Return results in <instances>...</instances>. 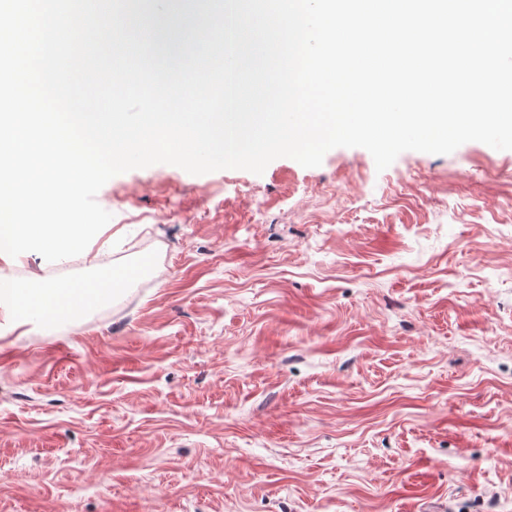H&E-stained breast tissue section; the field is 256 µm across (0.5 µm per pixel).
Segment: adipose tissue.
<instances>
[{
  "label": "adipose tissue",
  "mask_w": 512,
  "mask_h": 512,
  "mask_svg": "<svg viewBox=\"0 0 512 512\" xmlns=\"http://www.w3.org/2000/svg\"><path fill=\"white\" fill-rule=\"evenodd\" d=\"M116 285L115 279L103 282L94 277L76 287L61 283H49L38 288L13 284L6 290H0V315L16 328L23 327L22 315L29 310L56 320L102 303L108 290Z\"/></svg>",
  "instance_id": "ef3b65f1"
}]
</instances>
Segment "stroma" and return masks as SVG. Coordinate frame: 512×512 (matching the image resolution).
Here are the masks:
<instances>
[{
    "mask_svg": "<svg viewBox=\"0 0 512 512\" xmlns=\"http://www.w3.org/2000/svg\"><path fill=\"white\" fill-rule=\"evenodd\" d=\"M176 52L192 11L152 0ZM65 321L0 319V512H512V150L110 179Z\"/></svg>",
    "mask_w": 512,
    "mask_h": 512,
    "instance_id": "stroma-1",
    "label": "stroma"
}]
</instances>
